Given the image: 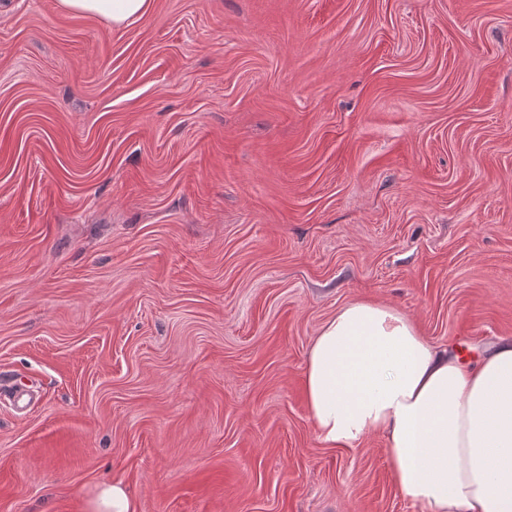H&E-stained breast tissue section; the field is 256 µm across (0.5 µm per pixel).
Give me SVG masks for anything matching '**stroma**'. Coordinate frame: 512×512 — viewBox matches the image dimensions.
Returning <instances> with one entry per match:
<instances>
[{
	"label": "stroma",
	"mask_w": 512,
	"mask_h": 512,
	"mask_svg": "<svg viewBox=\"0 0 512 512\" xmlns=\"http://www.w3.org/2000/svg\"><path fill=\"white\" fill-rule=\"evenodd\" d=\"M355 301L512 340V0H0V512H417L307 410ZM149 4L150 0H58L62 12L103 18L112 26H120L131 18L142 16ZM92 512H138V505L128 493L122 481L115 480L96 493L91 506Z\"/></svg>",
	"instance_id": "obj_1"
}]
</instances>
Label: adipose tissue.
Listing matches in <instances>:
<instances>
[{
	"label": "adipose tissue",
	"mask_w": 512,
	"mask_h": 512,
	"mask_svg": "<svg viewBox=\"0 0 512 512\" xmlns=\"http://www.w3.org/2000/svg\"><path fill=\"white\" fill-rule=\"evenodd\" d=\"M150 0H58L65 13L119 26ZM309 415L330 446L377 435L392 477L420 512H512V342L473 364L429 342L377 302L340 308L305 370Z\"/></svg>",
	"instance_id": "1"
}]
</instances>
